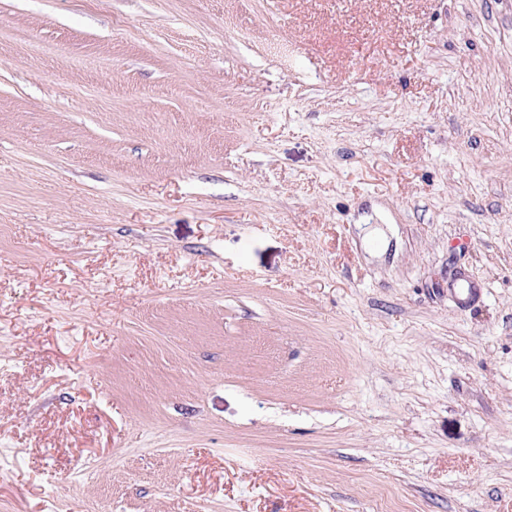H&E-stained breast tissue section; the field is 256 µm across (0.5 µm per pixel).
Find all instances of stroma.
<instances>
[{"label": "stroma", "mask_w": 512, "mask_h": 512, "mask_svg": "<svg viewBox=\"0 0 512 512\" xmlns=\"http://www.w3.org/2000/svg\"><path fill=\"white\" fill-rule=\"evenodd\" d=\"M1 28L0 512H512V0Z\"/></svg>", "instance_id": "1"}]
</instances>
